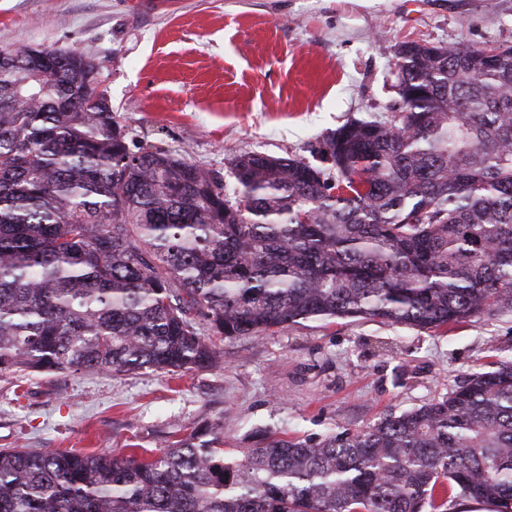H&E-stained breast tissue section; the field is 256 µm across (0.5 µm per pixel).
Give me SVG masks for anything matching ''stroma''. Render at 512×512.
<instances>
[{
    "mask_svg": "<svg viewBox=\"0 0 512 512\" xmlns=\"http://www.w3.org/2000/svg\"><path fill=\"white\" fill-rule=\"evenodd\" d=\"M512 45V0H0V49L93 52L130 139L233 185L244 152L312 160L354 118L390 119L396 50ZM220 368L0 374V448L164 449L220 423L224 448L356 432L512 361V311L433 332L307 321L224 340Z\"/></svg>",
    "mask_w": 512,
    "mask_h": 512,
    "instance_id": "1",
    "label": "stroma"
}]
</instances>
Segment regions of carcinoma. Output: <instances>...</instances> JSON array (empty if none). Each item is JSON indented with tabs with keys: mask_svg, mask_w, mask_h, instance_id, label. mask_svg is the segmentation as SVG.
Returning <instances> with one entry per match:
<instances>
[{
	"mask_svg": "<svg viewBox=\"0 0 512 512\" xmlns=\"http://www.w3.org/2000/svg\"><path fill=\"white\" fill-rule=\"evenodd\" d=\"M0 50V373L174 374L304 320L437 330L512 309V46L404 43L398 112L234 186L130 141L92 53ZM145 458L0 449V512H512V362L318 443Z\"/></svg>",
	"mask_w": 512,
	"mask_h": 512,
	"instance_id": "cac0c4a2",
	"label": "carcinoma"
}]
</instances>
